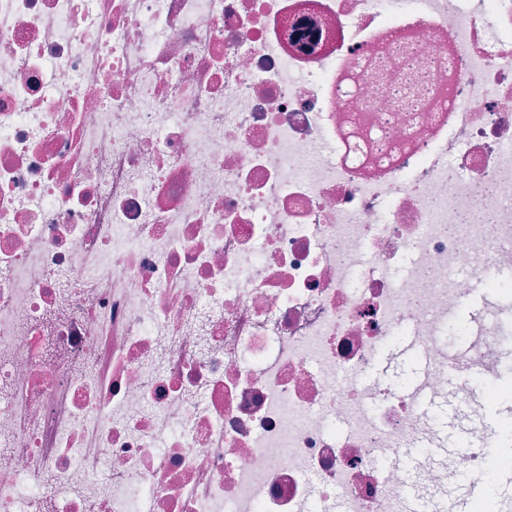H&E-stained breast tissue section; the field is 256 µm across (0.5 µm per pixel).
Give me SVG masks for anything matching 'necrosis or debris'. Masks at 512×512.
Here are the masks:
<instances>
[{
  "mask_svg": "<svg viewBox=\"0 0 512 512\" xmlns=\"http://www.w3.org/2000/svg\"><path fill=\"white\" fill-rule=\"evenodd\" d=\"M511 269L512 0H0V512H398ZM400 344L392 345L378 355L377 367L382 373L381 379L378 378V375L372 373L366 381H381L383 383L395 384L394 381L401 382L406 379L409 372L408 366L409 364L413 365V358L408 353H400L402 349Z\"/></svg>",
  "mask_w": 512,
  "mask_h": 512,
  "instance_id": "necrosis-or-debris-1",
  "label": "necrosis or debris"
}]
</instances>
